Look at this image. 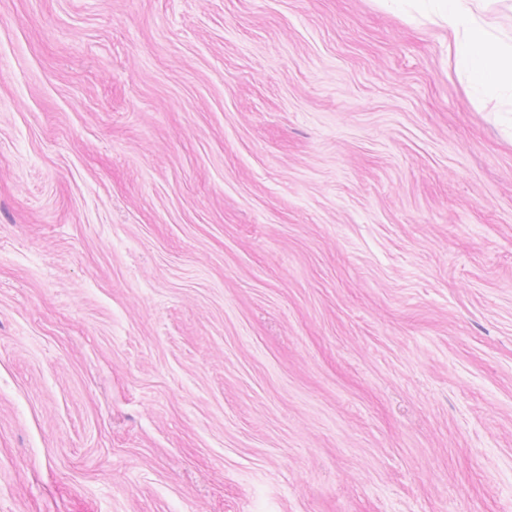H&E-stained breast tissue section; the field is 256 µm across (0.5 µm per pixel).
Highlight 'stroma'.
Masks as SVG:
<instances>
[{
    "instance_id": "stroma-1",
    "label": "stroma",
    "mask_w": 512,
    "mask_h": 512,
    "mask_svg": "<svg viewBox=\"0 0 512 512\" xmlns=\"http://www.w3.org/2000/svg\"><path fill=\"white\" fill-rule=\"evenodd\" d=\"M399 0H0V512H512V109Z\"/></svg>"
}]
</instances>
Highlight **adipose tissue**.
Instances as JSON below:
<instances>
[{
  "mask_svg": "<svg viewBox=\"0 0 512 512\" xmlns=\"http://www.w3.org/2000/svg\"><path fill=\"white\" fill-rule=\"evenodd\" d=\"M435 24L448 30V57L475 97L512 102V38L499 39L485 26L475 0H424Z\"/></svg>",
  "mask_w": 512,
  "mask_h": 512,
  "instance_id": "ef3b65f1",
  "label": "adipose tissue"
}]
</instances>
